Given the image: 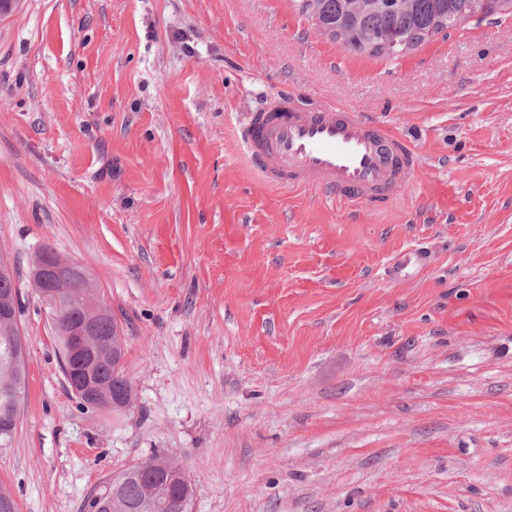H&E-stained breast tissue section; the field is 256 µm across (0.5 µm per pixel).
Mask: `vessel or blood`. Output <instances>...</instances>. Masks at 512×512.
I'll list each match as a JSON object with an SVG mask.
<instances>
[{
  "instance_id": "1",
  "label": "vessel or blood",
  "mask_w": 512,
  "mask_h": 512,
  "mask_svg": "<svg viewBox=\"0 0 512 512\" xmlns=\"http://www.w3.org/2000/svg\"><path fill=\"white\" fill-rule=\"evenodd\" d=\"M242 142L266 184L315 189L349 207L389 206L421 166L415 145L391 126L291 95L252 113Z\"/></svg>"
}]
</instances>
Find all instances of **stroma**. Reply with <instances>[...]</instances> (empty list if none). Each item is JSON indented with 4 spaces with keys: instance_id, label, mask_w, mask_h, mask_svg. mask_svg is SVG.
<instances>
[{
    "instance_id": "stroma-1",
    "label": "stroma",
    "mask_w": 512,
    "mask_h": 512,
    "mask_svg": "<svg viewBox=\"0 0 512 512\" xmlns=\"http://www.w3.org/2000/svg\"><path fill=\"white\" fill-rule=\"evenodd\" d=\"M282 92L415 139L412 186L357 215L266 186L240 133ZM45 245L125 338L123 412L65 384L29 278ZM0 256L26 338L0 441L19 512H84L155 454L193 512H512V15L370 57L293 0H17Z\"/></svg>"
}]
</instances>
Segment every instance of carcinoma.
Masks as SVG:
<instances>
[{"label":"carcinoma","mask_w":512,"mask_h":512,"mask_svg":"<svg viewBox=\"0 0 512 512\" xmlns=\"http://www.w3.org/2000/svg\"><path fill=\"white\" fill-rule=\"evenodd\" d=\"M325 38L341 43L354 54L398 56L430 41L459 22L480 14L512 15V0H373L360 10L355 0H295ZM96 291L86 292L76 281L67 294L68 306L52 319L61 359H66L68 342L63 327L87 311ZM100 336L112 341V351L100 349L90 356L93 376L108 381L112 394L134 398L133 386L122 369L125 338L108 313L97 319ZM24 344L18 319L0 321V416L20 418L24 388ZM178 467L170 456L156 455L135 463L107 482L86 504L87 512H192L193 486L189 480L176 481Z\"/></svg>","instance_id":"carcinoma-1"}]
</instances>
